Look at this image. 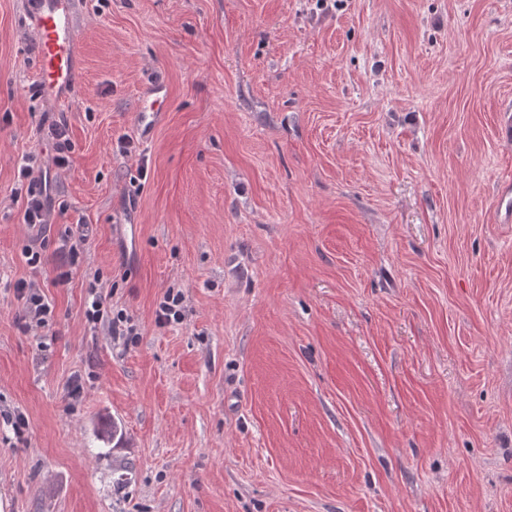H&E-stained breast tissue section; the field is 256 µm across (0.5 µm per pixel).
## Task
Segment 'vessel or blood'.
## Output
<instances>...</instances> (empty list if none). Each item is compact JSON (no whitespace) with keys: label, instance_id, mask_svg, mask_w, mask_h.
<instances>
[{"label":"vessel or blood","instance_id":"vessel-or-blood-1","mask_svg":"<svg viewBox=\"0 0 512 512\" xmlns=\"http://www.w3.org/2000/svg\"><path fill=\"white\" fill-rule=\"evenodd\" d=\"M75 0H28L26 19L38 36V85L43 96L67 101L80 74V34L75 21ZM152 99L136 114L138 133L151 141L163 113L161 87L150 90Z\"/></svg>","mask_w":512,"mask_h":512}]
</instances>
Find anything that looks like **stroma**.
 <instances>
[{"mask_svg": "<svg viewBox=\"0 0 512 512\" xmlns=\"http://www.w3.org/2000/svg\"><path fill=\"white\" fill-rule=\"evenodd\" d=\"M77 2L60 105L0 0V512H512V0ZM161 86H154L150 89V95H154V98L142 107L141 111L136 114V124L138 133L143 140L147 143L152 140L156 128L160 122L161 115L164 112L162 103L166 99V94L163 93ZM163 93L162 95H160ZM47 200L46 183L45 188L42 190L39 187L38 191L33 187L32 180L29 181L26 195L24 198V223L29 226L36 224H47ZM15 291L17 298L23 301V318L35 322L37 326H48V316L52 310L49 303L45 302V298L24 281L17 282ZM183 294L180 290L169 288L156 309V321L161 325L179 322L182 319L181 304Z\"/></svg>", "mask_w": 512, "mask_h": 512, "instance_id": "35a3bbf8", "label": "stroma"}]
</instances>
